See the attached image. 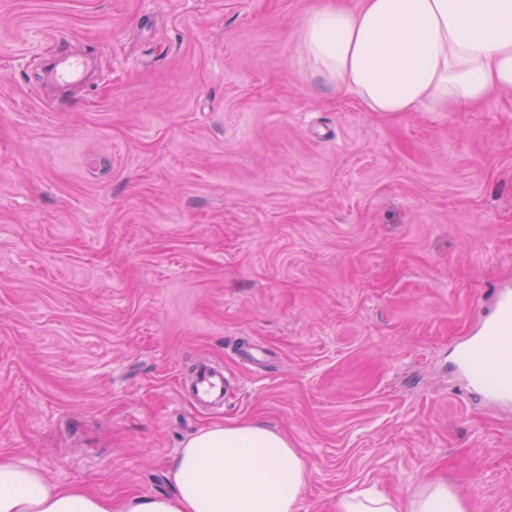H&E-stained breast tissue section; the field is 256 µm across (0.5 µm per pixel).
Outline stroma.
Returning a JSON list of instances; mask_svg holds the SVG:
<instances>
[{"label":"stroma","instance_id":"stroma-1","mask_svg":"<svg viewBox=\"0 0 512 512\" xmlns=\"http://www.w3.org/2000/svg\"><path fill=\"white\" fill-rule=\"evenodd\" d=\"M321 2L0 0V455L117 503L253 422L304 456L299 512L437 478L512 512V402L459 363L512 292V90L368 111L305 78ZM201 360L223 405L181 390ZM47 74L60 84H70L81 79L84 61L80 57H60L54 59Z\"/></svg>","mask_w":512,"mask_h":512}]
</instances>
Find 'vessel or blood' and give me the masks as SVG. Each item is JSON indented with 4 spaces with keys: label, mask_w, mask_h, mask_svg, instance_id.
Returning <instances> with one entry per match:
<instances>
[{
    "label": "vessel or blood",
    "mask_w": 512,
    "mask_h": 512,
    "mask_svg": "<svg viewBox=\"0 0 512 512\" xmlns=\"http://www.w3.org/2000/svg\"><path fill=\"white\" fill-rule=\"evenodd\" d=\"M84 62L78 57L54 59L47 74L60 84L80 80ZM470 385L480 394L502 401L512 400V294L501 293L495 318L482 336L465 345L462 358ZM224 373L212 366H202L189 386L188 395L202 405L224 401Z\"/></svg>",
    "instance_id": "1"
}]
</instances>
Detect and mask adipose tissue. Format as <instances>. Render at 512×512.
<instances>
[{
  "label": "adipose tissue",
  "instance_id": "1",
  "mask_svg": "<svg viewBox=\"0 0 512 512\" xmlns=\"http://www.w3.org/2000/svg\"><path fill=\"white\" fill-rule=\"evenodd\" d=\"M295 52L313 79L372 112H466L512 88V0H323L298 28ZM307 464L287 437L249 424H213L174 459L168 492L120 505L49 481L0 456V512H298ZM336 512H469L436 479L404 497L341 492Z\"/></svg>",
  "mask_w": 512,
  "mask_h": 512
}]
</instances>
